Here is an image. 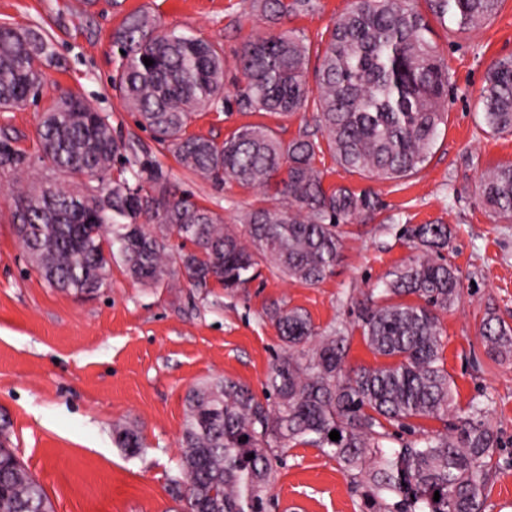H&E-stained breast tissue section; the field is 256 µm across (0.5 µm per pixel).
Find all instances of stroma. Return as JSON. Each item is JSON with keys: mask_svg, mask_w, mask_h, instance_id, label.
I'll return each mask as SVG.
<instances>
[{"mask_svg": "<svg viewBox=\"0 0 512 512\" xmlns=\"http://www.w3.org/2000/svg\"><path fill=\"white\" fill-rule=\"evenodd\" d=\"M352 0H314L311 11L276 24L250 13L242 0H0V23L41 28L56 52L38 101L0 112V138L34 150L43 112L62 92H81L109 114L115 135L130 145L133 167L157 166L181 190L245 232L263 194L230 182L216 188L185 171L127 112L111 86L120 64L112 34L133 10L154 14L161 31L193 34L224 49L223 109L200 113L190 133L222 139L247 124L273 128L282 141L314 132L311 111L290 117L239 108L237 56L245 41L294 30L311 54ZM432 38L451 76L448 119L425 166L401 180H378L344 168L328 147L315 164L327 187L346 186L375 199L372 216L339 225L343 248L314 286L262 270L234 290L211 283L153 288L113 269L94 295L49 287L15 235L8 201L0 198V430L39 480L54 512H181L170 492L179 473L185 395L196 383L227 376L263 396L281 341L265 312L283 302L303 309L318 331L346 328L348 368L377 367L361 333L362 312L381 299L390 272L421 250L415 230L443 224L448 244L438 254L456 269L461 304L440 313L444 367L453 382L452 413L485 407L498 433L482 512H512V360L488 355L480 336L487 314L512 326V224H500L478 192L481 174L512 162V133L484 130L478 98L488 66L512 56V0L473 32L433 22ZM137 426L138 454L113 440V426ZM268 512H372L362 476L320 449L296 444L273 458Z\"/></svg>", "mask_w": 512, "mask_h": 512, "instance_id": "obj_1", "label": "stroma"}]
</instances>
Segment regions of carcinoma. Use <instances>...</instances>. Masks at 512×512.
Masks as SVG:
<instances>
[{
    "label": "carcinoma",
    "mask_w": 512,
    "mask_h": 512,
    "mask_svg": "<svg viewBox=\"0 0 512 512\" xmlns=\"http://www.w3.org/2000/svg\"><path fill=\"white\" fill-rule=\"evenodd\" d=\"M416 0H354L339 16L307 82L310 52L292 30L243 44L244 86L237 102L248 111L290 115L315 96L316 132L283 143L266 125L243 126L222 141L187 133L201 110L224 100V51L212 42L161 32L148 11L129 13L113 33L125 52L112 87L127 111L190 174L215 187L231 180L257 188L276 205L245 218L249 244L224 217L178 193L161 168L123 174L129 149L112 134L110 116L81 94L62 93L42 115L31 154L0 139V174L41 169L29 190L10 195L14 231L37 272L52 288L94 293L108 285L112 265L131 279L168 288L183 272L196 288L215 280L239 288L259 267L313 286L339 260L336 226L376 209L366 192L326 188L315 166L326 139L348 169L400 179L427 161L445 122L450 75ZM430 13L462 31L480 28L504 0H425ZM277 22L313 7L311 0H248ZM54 57L51 38L37 28L0 24V111L10 112L43 93L42 67ZM153 64H144V58ZM484 126L512 133V58L496 61L481 92ZM120 164L121 174L112 169ZM479 192L498 222L512 223V162L487 169ZM180 243L174 245L172 238ZM416 237L428 248L445 239L440 224H423ZM381 303L363 318L362 336L391 362L349 375L350 336L339 327L319 333L298 307L267 311L284 343L265 383L262 402L245 385L214 377L185 398L180 476L173 491L184 512H267L269 453L304 443L357 470L381 512L385 492L404 496L405 512H481L497 435L484 409L451 432L407 443L388 455L384 423L411 433L413 420H445L453 389L443 366L437 312L462 302L452 266L424 254L391 273ZM414 296L415 303L392 302ZM481 336L488 352L512 357V326L489 316ZM336 430L340 439L329 438ZM118 447L143 448L138 428L116 423ZM254 454L249 459L247 455ZM439 501H434V493ZM0 512H54L41 484L0 442Z\"/></svg>",
    "instance_id": "1"
}]
</instances>
